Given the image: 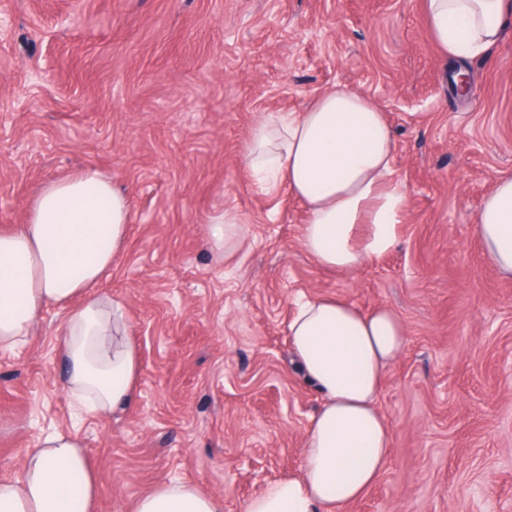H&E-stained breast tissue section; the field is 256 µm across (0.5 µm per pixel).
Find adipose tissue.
<instances>
[{
	"instance_id": "adipose-tissue-1",
	"label": "adipose tissue",
	"mask_w": 512,
	"mask_h": 512,
	"mask_svg": "<svg viewBox=\"0 0 512 512\" xmlns=\"http://www.w3.org/2000/svg\"><path fill=\"white\" fill-rule=\"evenodd\" d=\"M427 26L452 60L484 56L503 38L512 0H425ZM395 138L368 95L336 87L300 112H276L250 132L246 164L259 187L281 183L306 208L302 249L351 273L398 242L406 194L395 177ZM127 196L86 167L41 184L24 224L0 231V350L27 343L50 307L62 310L57 351L74 408L95 416L135 398L140 354L124 305L98 289L123 251ZM499 276L512 281V177L496 181L474 226ZM297 365L321 396L301 473L265 486L247 512H344L386 469L390 431L378 408L384 376L407 330L390 307L303 295L288 325ZM101 477L67 431L31 449L19 477L0 482V512H97ZM133 512H224L187 482H164Z\"/></svg>"
}]
</instances>
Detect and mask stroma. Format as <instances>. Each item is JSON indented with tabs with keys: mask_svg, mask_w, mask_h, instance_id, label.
Segmentation results:
<instances>
[{
	"mask_svg": "<svg viewBox=\"0 0 512 512\" xmlns=\"http://www.w3.org/2000/svg\"><path fill=\"white\" fill-rule=\"evenodd\" d=\"M425 0H0V229L43 182L92 165L129 197L127 246L101 290L122 301L142 369L124 412L76 416L55 350L57 309L0 351V480L48 432L71 431L100 473L99 512H131L189 482L246 512L298 475L320 395L292 360L299 294L407 329L379 408L389 464L345 512H512V282L474 235L512 176V25L468 61V96L426 24ZM372 97L396 139L407 207L394 250L346 275L299 241L302 203L261 190L251 128L322 91ZM242 246L209 243L211 213ZM209 235L215 249L223 250L225 257L234 255L241 244V222L231 210H224L222 206L210 219Z\"/></svg>",
	"mask_w": 512,
	"mask_h": 512,
	"instance_id": "1",
	"label": "stroma"
}]
</instances>
